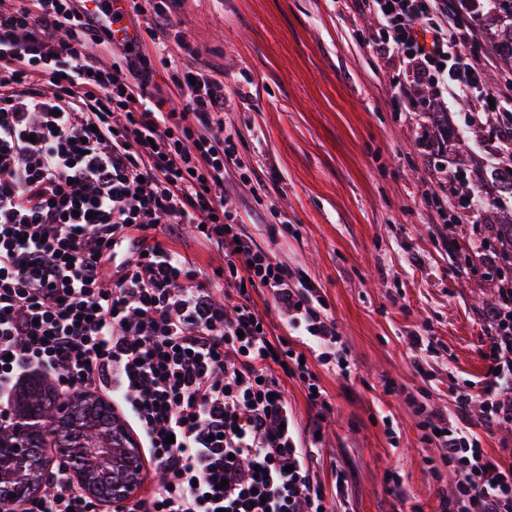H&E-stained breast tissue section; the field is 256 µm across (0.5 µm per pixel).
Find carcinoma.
I'll return each mask as SVG.
<instances>
[{"label":"carcinoma","mask_w":512,"mask_h":512,"mask_svg":"<svg viewBox=\"0 0 512 512\" xmlns=\"http://www.w3.org/2000/svg\"><path fill=\"white\" fill-rule=\"evenodd\" d=\"M478 23L490 31L500 60L512 69V0H491L490 9L478 19ZM490 181L497 198L495 209L484 211L486 223L495 226V237L490 246L512 252V209L506 211L502 205V201L512 199V169H493ZM60 406L61 399L54 390L40 383L28 385L20 394L19 411L50 419L56 427L48 436L24 437L28 448L26 482L19 490L0 488V509L38 493L46 481L50 463L48 449L52 447L73 457L79 468L100 479L98 493L101 497L109 495L107 477L95 473L87 455L98 447L99 439L107 436L113 420L112 412L85 393L70 396L65 411H60Z\"/></svg>","instance_id":"cac0c4a2"}]
</instances>
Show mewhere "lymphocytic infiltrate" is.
Returning a JSON list of instances; mask_svg holds the SVG:
<instances>
[{"label":"lymphocytic infiltrate","instance_id":"1","mask_svg":"<svg viewBox=\"0 0 512 512\" xmlns=\"http://www.w3.org/2000/svg\"><path fill=\"white\" fill-rule=\"evenodd\" d=\"M354 3L376 15L379 46L407 56L416 81L477 92L483 63L455 0ZM91 42L113 39L86 0H0V438L18 382L48 376L66 393H107L161 471L117 512H332L282 381L326 411L307 357L344 377L351 364L313 288L293 283L215 194L241 165L232 136L215 132L223 85L158 43L182 101L170 109L134 40L108 65L87 53ZM162 224L196 225L223 250L224 280L240 289L233 313L159 240ZM259 287L288 335L258 309ZM489 335L481 394L458 391L455 416L430 410L420 423L456 475L442 512H512V460L493 459L463 423L474 405L486 423L512 422L499 397L512 390V288L499 290ZM50 483L23 512H89L60 470Z\"/></svg>","mask_w":512,"mask_h":512}]
</instances>
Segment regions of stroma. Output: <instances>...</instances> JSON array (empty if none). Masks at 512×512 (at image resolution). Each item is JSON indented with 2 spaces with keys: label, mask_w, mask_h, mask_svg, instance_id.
<instances>
[{
  "label": "stroma",
  "mask_w": 512,
  "mask_h": 512,
  "mask_svg": "<svg viewBox=\"0 0 512 512\" xmlns=\"http://www.w3.org/2000/svg\"><path fill=\"white\" fill-rule=\"evenodd\" d=\"M171 16L230 99L221 120L244 167L226 174L225 200L257 246L308 277L352 364L346 378L313 364L332 406L321 421L284 382L302 440L320 438L317 481L334 493L345 475L335 512H439L456 476L418 409L454 413L453 391L484 379L487 314L512 281V256L485 263L491 228L456 197L465 179L491 204L478 175L498 165L495 131L473 122L474 102L411 87L350 0H181ZM159 236L221 275L223 252L194 225ZM415 334L431 351L412 352ZM468 423L489 455L512 456V423L475 409Z\"/></svg>",
  "instance_id": "35a3bbf8"
}]
</instances>
